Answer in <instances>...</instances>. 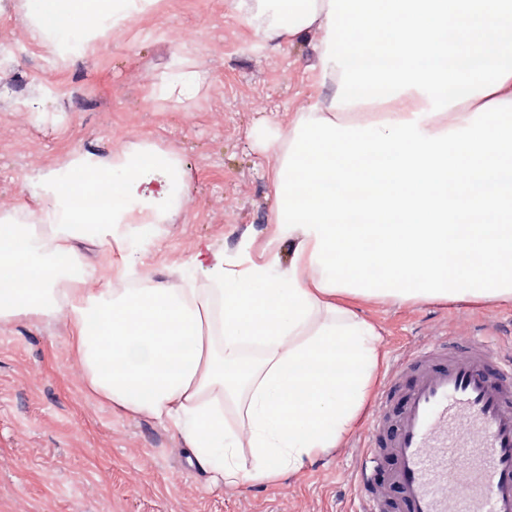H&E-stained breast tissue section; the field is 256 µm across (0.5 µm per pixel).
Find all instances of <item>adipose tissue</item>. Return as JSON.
<instances>
[{"instance_id":"ef3b65f1","label":"adipose tissue","mask_w":512,"mask_h":512,"mask_svg":"<svg viewBox=\"0 0 512 512\" xmlns=\"http://www.w3.org/2000/svg\"><path fill=\"white\" fill-rule=\"evenodd\" d=\"M155 0H23L25 37L65 64L96 57ZM265 39L305 41L329 95L264 143L272 235L260 259L205 248L192 275L153 280L141 245L188 201L175 152L143 138L31 168L40 234L0 211V324L69 323L83 380L113 407L169 424L228 485L273 481L341 447L380 363L374 326L341 298L512 302V0H239ZM391 34L359 65L352 33ZM208 73L172 56L158 97L195 99ZM370 103L386 105L377 122ZM494 215L491 224L483 215ZM292 255L281 263L278 245ZM120 261L105 282L85 251ZM242 402L250 459L224 428Z\"/></svg>"}]
</instances>
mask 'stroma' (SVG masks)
I'll return each instance as SVG.
<instances>
[{
	"label": "stroma",
	"mask_w": 512,
	"mask_h": 512,
	"mask_svg": "<svg viewBox=\"0 0 512 512\" xmlns=\"http://www.w3.org/2000/svg\"><path fill=\"white\" fill-rule=\"evenodd\" d=\"M22 0H0V209L26 213L34 166L72 151L109 156L148 137L176 150L189 204L162 225L144 261L168 279L197 245L226 262L258 254L274 204L271 160L259 136L289 122L325 90L307 43L272 42L234 0H157L91 60L52 70L20 32ZM210 73L192 101L152 96L174 54ZM58 97L38 115L16 111L40 82ZM385 355L365 409L342 446L274 483L214 484L168 425L112 408L85 387L64 320L0 324V512H358L357 461L375 402L396 361L441 336L479 332L512 350V304L362 302Z\"/></svg>",
	"instance_id": "35a3bbf8"
}]
</instances>
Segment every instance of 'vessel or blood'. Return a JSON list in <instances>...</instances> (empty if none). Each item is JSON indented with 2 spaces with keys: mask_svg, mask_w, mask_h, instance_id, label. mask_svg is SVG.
Here are the masks:
<instances>
[{
  "mask_svg": "<svg viewBox=\"0 0 512 512\" xmlns=\"http://www.w3.org/2000/svg\"><path fill=\"white\" fill-rule=\"evenodd\" d=\"M360 512H512V352L448 337L398 361L365 433ZM462 488L449 501L448 486Z\"/></svg>",
  "mask_w": 512,
  "mask_h": 512,
  "instance_id": "1",
  "label": "vessel or blood"
}]
</instances>
